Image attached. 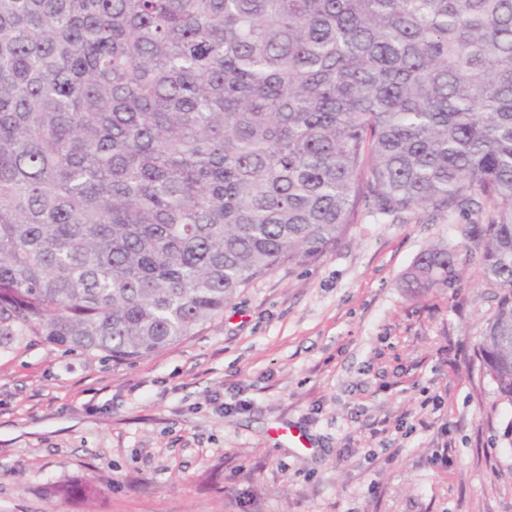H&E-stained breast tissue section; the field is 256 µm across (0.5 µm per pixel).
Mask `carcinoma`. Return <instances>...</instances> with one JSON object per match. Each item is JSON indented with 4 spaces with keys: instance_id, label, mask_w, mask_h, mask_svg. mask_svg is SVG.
I'll use <instances>...</instances> for the list:
<instances>
[{
    "instance_id": "1",
    "label": "carcinoma",
    "mask_w": 512,
    "mask_h": 512,
    "mask_svg": "<svg viewBox=\"0 0 512 512\" xmlns=\"http://www.w3.org/2000/svg\"><path fill=\"white\" fill-rule=\"evenodd\" d=\"M361 209L490 210L511 403L512 0H0V355L176 346Z\"/></svg>"
}]
</instances>
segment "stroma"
<instances>
[{
    "label": "stroma",
    "instance_id": "obj_1",
    "mask_svg": "<svg viewBox=\"0 0 512 512\" xmlns=\"http://www.w3.org/2000/svg\"><path fill=\"white\" fill-rule=\"evenodd\" d=\"M473 221L361 213L136 360L1 356L0 512H512V403L479 357L500 290L473 261L448 288L406 282L429 246L463 251ZM85 481L96 499L48 494Z\"/></svg>",
    "mask_w": 512,
    "mask_h": 512
}]
</instances>
